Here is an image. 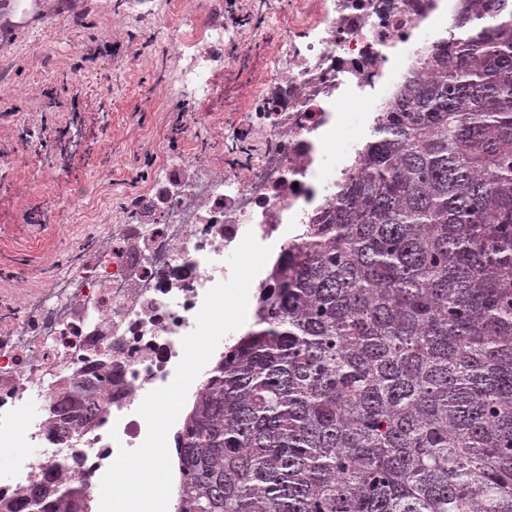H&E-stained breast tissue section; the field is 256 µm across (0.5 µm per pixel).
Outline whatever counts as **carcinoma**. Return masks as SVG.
Segmentation results:
<instances>
[{
    "instance_id": "carcinoma-1",
    "label": "carcinoma",
    "mask_w": 512,
    "mask_h": 512,
    "mask_svg": "<svg viewBox=\"0 0 512 512\" xmlns=\"http://www.w3.org/2000/svg\"><path fill=\"white\" fill-rule=\"evenodd\" d=\"M176 434V512H512V0H467ZM112 363L50 405L98 423ZM65 461L0 512H83Z\"/></svg>"
}]
</instances>
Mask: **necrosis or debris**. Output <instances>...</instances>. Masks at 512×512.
I'll return each instance as SVG.
<instances>
[{
    "instance_id": "1",
    "label": "necrosis or debris",
    "mask_w": 512,
    "mask_h": 512,
    "mask_svg": "<svg viewBox=\"0 0 512 512\" xmlns=\"http://www.w3.org/2000/svg\"><path fill=\"white\" fill-rule=\"evenodd\" d=\"M464 0H310L306 18L274 56L278 90L258 118L263 147L241 170L194 178L159 200L158 217L110 225L95 263L53 278L38 302H0V451L45 444L53 416H26L64 381L111 361L112 388L101 396L103 422L65 448L67 482L86 481L100 501L101 479L120 448L147 435L137 409L167 386L196 327L205 295L225 281L223 261L246 233L286 250L300 244L348 166L332 151L345 129L342 103L373 112L377 94L393 95L434 32H446ZM224 25L188 29L192 47L177 76L196 98H211V62L224 51ZM349 129V128H346ZM348 150L366 136L350 128Z\"/></svg>"
}]
</instances>
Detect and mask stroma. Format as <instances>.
Masks as SVG:
<instances>
[{"instance_id": "stroma-1", "label": "stroma", "mask_w": 512, "mask_h": 512, "mask_svg": "<svg viewBox=\"0 0 512 512\" xmlns=\"http://www.w3.org/2000/svg\"><path fill=\"white\" fill-rule=\"evenodd\" d=\"M242 2L271 22L226 32L224 57L214 63L218 93L207 102L178 84L189 52L173 35L223 15L219 0H112L108 13L97 0H58L56 16L73 22L76 50H56L60 33L46 20L28 52L0 41V268L20 273L0 279V299L20 288L37 299L50 276L94 260L107 227L130 223L132 200L160 196L170 178L188 179L197 167L223 169L238 129L249 128L251 151L259 153L260 130L250 117L276 90L268 58L302 6ZM178 102L198 122L173 152ZM46 125L66 132L64 148L40 147ZM146 153L155 165L134 181Z\"/></svg>"}]
</instances>
